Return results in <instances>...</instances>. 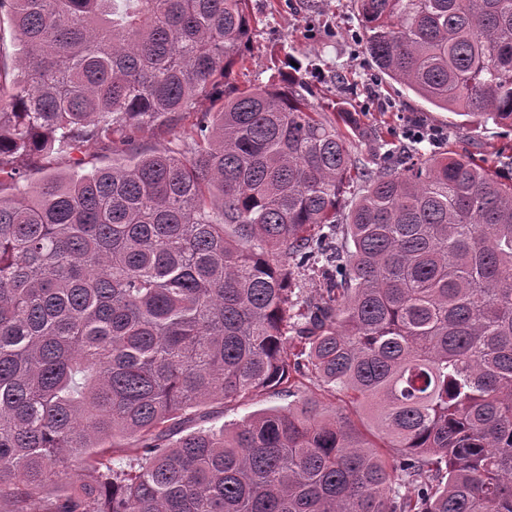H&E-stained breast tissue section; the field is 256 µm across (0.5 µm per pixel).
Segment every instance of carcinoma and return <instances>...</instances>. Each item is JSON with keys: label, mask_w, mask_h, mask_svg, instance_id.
<instances>
[{"label": "carcinoma", "mask_w": 512, "mask_h": 512, "mask_svg": "<svg viewBox=\"0 0 512 512\" xmlns=\"http://www.w3.org/2000/svg\"><path fill=\"white\" fill-rule=\"evenodd\" d=\"M378 72L512 127V0H351ZM0 502L9 512H512V180L394 155L301 68L224 98L248 0H0ZM184 149L141 130L200 99ZM107 139L112 163L18 162ZM358 190L348 211L340 196ZM320 272L314 299L296 272ZM318 379L233 429L213 402ZM76 461L80 483L42 495ZM414 488L403 496L399 486Z\"/></svg>", "instance_id": "cac0c4a2"}]
</instances>
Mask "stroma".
I'll list each match as a JSON object with an SVG mask.
<instances>
[{
  "label": "stroma",
  "mask_w": 512,
  "mask_h": 512,
  "mask_svg": "<svg viewBox=\"0 0 512 512\" xmlns=\"http://www.w3.org/2000/svg\"><path fill=\"white\" fill-rule=\"evenodd\" d=\"M250 12L255 21L252 40L244 62L232 68L224 83L225 95L266 81L272 55L286 54L306 68L313 91L309 101L314 106L336 98L341 90L338 76L364 84V91L349 94L368 133L359 152H367L370 141L385 134L394 143H406L409 130L416 126L433 133V140L425 144L429 150L449 146L491 157L512 142V129L470 125L454 113L431 107L403 86L375 77V66L359 38L361 22L349 0H250ZM288 403V395L265 393L225 406L217 404L198 425L231 427L252 413Z\"/></svg>",
  "instance_id": "1"
}]
</instances>
